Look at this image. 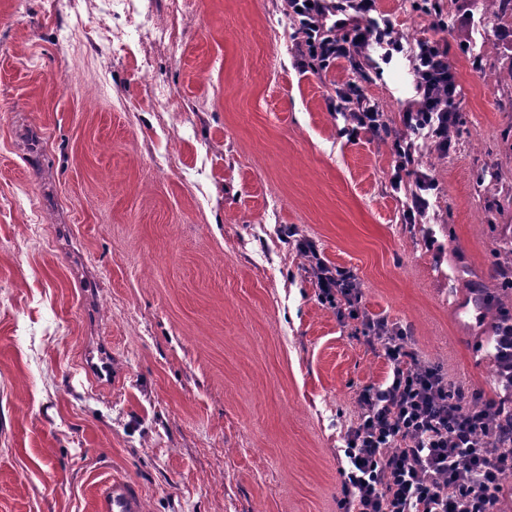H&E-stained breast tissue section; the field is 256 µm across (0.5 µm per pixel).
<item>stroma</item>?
<instances>
[{"label": "stroma", "instance_id": "35a3bbf8", "mask_svg": "<svg viewBox=\"0 0 512 512\" xmlns=\"http://www.w3.org/2000/svg\"><path fill=\"white\" fill-rule=\"evenodd\" d=\"M374 17L392 44L316 71L286 0H0V512H93L115 473L144 512H337L391 369L318 300L304 238L422 363L506 395L482 300L512 267V27L486 0ZM424 37L459 121L396 192L338 93L401 128ZM103 345L120 386L82 367ZM417 187L419 191H416L413 194H411L410 203L408 204L407 208V212L410 217L414 216V214L421 216L424 213H426L430 203L429 200L426 197H424L420 191L426 192L429 190H433L437 187V185L433 179L420 175Z\"/></svg>", "mask_w": 512, "mask_h": 512}]
</instances>
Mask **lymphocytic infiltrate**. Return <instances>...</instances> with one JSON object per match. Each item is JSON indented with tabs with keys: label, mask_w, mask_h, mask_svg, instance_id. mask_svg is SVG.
<instances>
[{
	"label": "lymphocytic infiltrate",
	"mask_w": 512,
	"mask_h": 512,
	"mask_svg": "<svg viewBox=\"0 0 512 512\" xmlns=\"http://www.w3.org/2000/svg\"><path fill=\"white\" fill-rule=\"evenodd\" d=\"M302 34L303 55L326 68L349 59L371 42H385L390 27L373 18L375 0H287ZM413 66L420 101L406 113L405 127L448 152V132L455 125L457 80L448 50L421 39ZM358 129L371 137L393 139L396 157L392 189L414 162V141L393 135L375 107L339 95ZM301 248L315 257L318 298L336 311L340 322L360 321L370 345L392 368L388 383L367 386L362 412L346 437V467L341 468L339 512H497L499 497L512 483V440L501 443L483 433L493 403H480L478 392L465 390L422 366L400 326L363 314L362 294L353 278L317 256L313 241Z\"/></svg>",
	"instance_id": "lymphocytic-infiltrate-1"
}]
</instances>
